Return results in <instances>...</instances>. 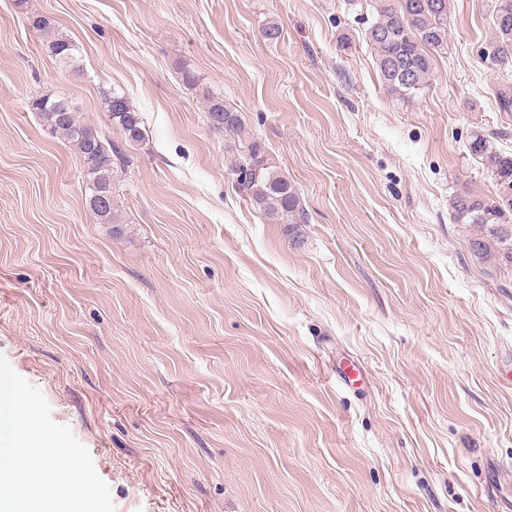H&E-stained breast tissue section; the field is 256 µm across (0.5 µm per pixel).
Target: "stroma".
<instances>
[{"label":"stroma","mask_w":512,"mask_h":512,"mask_svg":"<svg viewBox=\"0 0 512 512\" xmlns=\"http://www.w3.org/2000/svg\"><path fill=\"white\" fill-rule=\"evenodd\" d=\"M374 5L0 0V355L88 448L115 512H498L512 497V271L474 256L448 206L495 190L474 132L512 153L495 0H450L448 47L409 97L381 83ZM27 8L70 37L80 75ZM112 91L142 141L112 124ZM207 91L243 131L210 128ZM43 94L129 158L120 234L30 110ZM252 147L306 223L236 191ZM103 100L112 123L123 131L128 140L133 142L139 141L143 136L141 128L142 118L139 112L130 104L127 97L112 91V93L104 94ZM115 101L120 102L118 108L114 105Z\"/></svg>","instance_id":"obj_1"}]
</instances>
